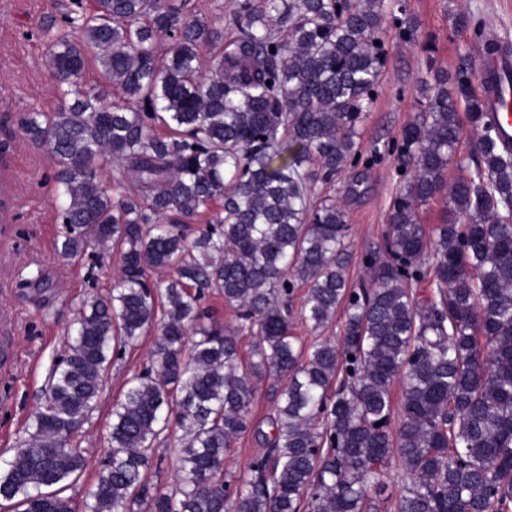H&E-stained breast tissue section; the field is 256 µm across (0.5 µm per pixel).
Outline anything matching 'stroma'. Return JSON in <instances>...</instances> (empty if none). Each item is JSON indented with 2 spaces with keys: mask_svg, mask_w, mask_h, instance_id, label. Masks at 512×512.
Instances as JSON below:
<instances>
[{
  "mask_svg": "<svg viewBox=\"0 0 512 512\" xmlns=\"http://www.w3.org/2000/svg\"><path fill=\"white\" fill-rule=\"evenodd\" d=\"M417 25L416 41L385 36L387 63L375 102L361 124L363 149L379 148L370 166L346 170L319 192L344 199L350 226V285H370L368 250L382 247L387 210L398 184L392 143L418 115L420 87L428 68L448 73L481 68L482 46L468 29L456 26L463 10L483 19L488 33L512 42V0H402ZM93 0H0V184L6 185L12 221L0 230V461L9 459L27 436L44 388L63 355L66 336L82 303L106 294L121 272L118 251L87 249L77 258L61 256L56 243L63 227L56 220V185L44 146L30 141L22 127L29 112H54L59 91L46 54L51 19L89 11ZM432 42L433 55L421 45ZM359 179L360 196L344 189ZM155 335L142 337L112 360L107 382L94 410L80 424L74 442L84 451L87 468L69 493L82 501L110 448L105 436L112 409L122 399L125 382L151 365Z\"/></svg>",
  "mask_w": 512,
  "mask_h": 512,
  "instance_id": "stroma-1",
  "label": "stroma"
}]
</instances>
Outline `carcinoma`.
I'll return each instance as SVG.
<instances>
[{
	"label": "carcinoma",
	"mask_w": 512,
	"mask_h": 512,
	"mask_svg": "<svg viewBox=\"0 0 512 512\" xmlns=\"http://www.w3.org/2000/svg\"><path fill=\"white\" fill-rule=\"evenodd\" d=\"M398 0H232L216 26L185 0H94L79 23H50L47 52L61 89L50 116L24 131L47 147L57 185L58 245L120 249L122 275L85 304L49 378L33 432L0 471V499L18 512H75L66 494L86 466L71 437L92 411L110 356L152 331L157 369L133 375L112 411V448L84 512H509L512 509V149L503 148L469 68L432 71L421 113L391 152L403 173L383 250L366 256L370 288L346 278L351 253L341 204L317 185L380 151L359 127L386 65L392 20L416 26ZM457 24L484 37L480 19ZM165 40L164 55L157 53ZM95 61L107 85L83 80ZM465 103L473 170L445 188ZM123 176L98 175L107 162ZM131 183L134 193L112 192ZM448 190L433 234L419 207ZM208 216L189 239L180 228ZM157 269L173 271L159 285ZM429 282L435 298L416 287ZM302 319L324 328L344 308L343 340L305 344ZM224 296L242 357L201 300ZM276 390L267 448L247 471L226 451L253 428L255 382ZM334 394H329L334 381ZM402 383L399 426L392 389ZM176 438L178 477L147 480L154 444ZM404 471L386 493L392 459Z\"/></svg>",
	"instance_id": "carcinoma-1"
}]
</instances>
